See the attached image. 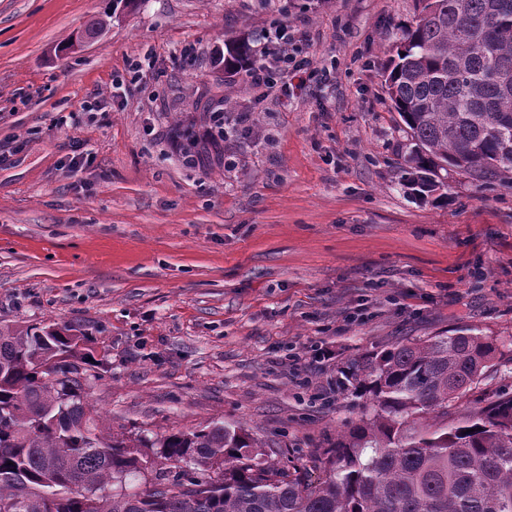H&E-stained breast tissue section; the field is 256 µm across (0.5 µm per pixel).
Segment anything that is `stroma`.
<instances>
[{
	"label": "stroma",
	"mask_w": 512,
	"mask_h": 512,
	"mask_svg": "<svg viewBox=\"0 0 512 512\" xmlns=\"http://www.w3.org/2000/svg\"><path fill=\"white\" fill-rule=\"evenodd\" d=\"M112 5L0 0V318L85 330L114 426H241L314 481L319 449L373 414L343 376L366 352L473 327L510 358L478 394H512V187L401 183L413 144L382 67L418 0ZM285 24L314 69L282 73L287 97L213 64ZM227 94L251 119L209 142Z\"/></svg>",
	"instance_id": "stroma-1"
}]
</instances>
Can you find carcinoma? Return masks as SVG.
<instances>
[{"label": "carcinoma", "instance_id": "obj_1", "mask_svg": "<svg viewBox=\"0 0 512 512\" xmlns=\"http://www.w3.org/2000/svg\"><path fill=\"white\" fill-rule=\"evenodd\" d=\"M421 3L383 70L414 144L402 181L418 196L435 168L501 182L512 0ZM84 336L0 319V512H512V396L458 410L501 364L493 336L457 327L356 359L346 380L376 410L322 451L317 482L242 428L113 429L89 401Z\"/></svg>", "mask_w": 512, "mask_h": 512}]
</instances>
